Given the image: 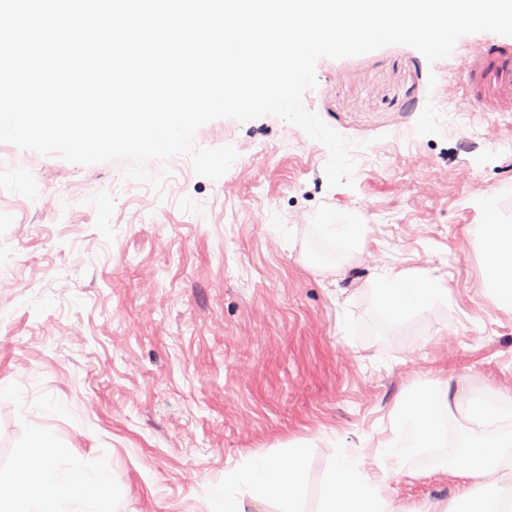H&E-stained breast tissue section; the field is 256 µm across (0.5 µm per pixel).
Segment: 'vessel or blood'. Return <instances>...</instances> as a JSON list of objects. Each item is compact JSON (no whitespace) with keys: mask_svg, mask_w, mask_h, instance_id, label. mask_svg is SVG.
Masks as SVG:
<instances>
[{"mask_svg":"<svg viewBox=\"0 0 512 512\" xmlns=\"http://www.w3.org/2000/svg\"><path fill=\"white\" fill-rule=\"evenodd\" d=\"M467 93L485 109L512 112V45L470 64Z\"/></svg>","mask_w":512,"mask_h":512,"instance_id":"vessel-or-blood-1","label":"vessel or blood"}]
</instances>
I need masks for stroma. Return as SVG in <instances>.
<instances>
[{"label": "stroma", "instance_id": "stroma-1", "mask_svg": "<svg viewBox=\"0 0 512 512\" xmlns=\"http://www.w3.org/2000/svg\"><path fill=\"white\" fill-rule=\"evenodd\" d=\"M460 37L427 62L392 45L320 59L304 107L359 142L353 187H329L326 147L272 116L203 125L239 157L220 179L189 157L82 166L0 142V471L41 441L107 471L116 512H206L225 468L309 445L315 512L337 447H376L416 381L482 397L512 388V314L483 290L469 234L484 199L512 224V112L466 98ZM364 225L343 250L314 227ZM443 276L447 299L387 320L376 279ZM403 507L457 482L407 462Z\"/></svg>", "mask_w": 512, "mask_h": 512}]
</instances>
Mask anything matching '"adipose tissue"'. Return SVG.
<instances>
[{
  "label": "adipose tissue",
  "mask_w": 512,
  "mask_h": 512,
  "mask_svg": "<svg viewBox=\"0 0 512 512\" xmlns=\"http://www.w3.org/2000/svg\"><path fill=\"white\" fill-rule=\"evenodd\" d=\"M470 234L485 260V275L499 304L512 312V224L491 220ZM375 287L381 312L393 322L444 298L440 277L416 272H386ZM458 410L465 423L448 434L445 418ZM390 436L372 453L337 449L321 483L317 512H512V390L492 400H461L450 379L418 386L394 406ZM429 452L432 471L463 478L453 504L421 501L398 505L393 486L408 475L409 457ZM305 442H288L281 454L251 455L225 470L214 490L209 512H256L273 501L277 512H303L308 484ZM112 488L106 473L80 466L61 468L54 456L30 450L10 474L0 473V512H110Z\"/></svg>",
  "instance_id": "ef3b65f1"
}]
</instances>
